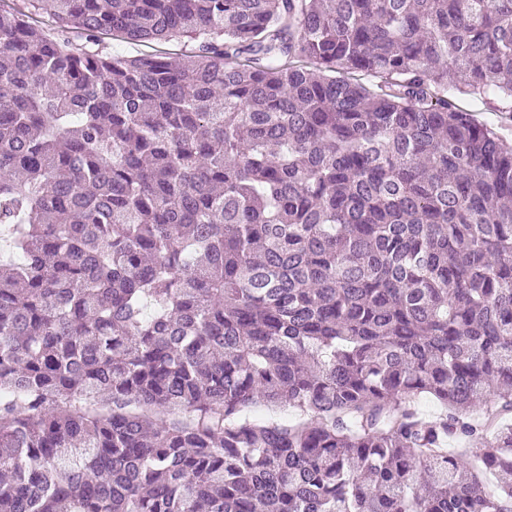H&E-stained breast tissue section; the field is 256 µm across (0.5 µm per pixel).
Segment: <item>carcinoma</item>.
Here are the masks:
<instances>
[{
    "label": "carcinoma",
    "instance_id": "carcinoma-1",
    "mask_svg": "<svg viewBox=\"0 0 512 512\" xmlns=\"http://www.w3.org/2000/svg\"><path fill=\"white\" fill-rule=\"evenodd\" d=\"M30 6L84 44L0 9V512H512V0ZM195 42L187 38H176L170 41L161 42L149 46L127 42L119 37L105 38L99 46L100 50L125 57H133L153 52L154 50H165L171 53H186L194 49ZM459 103L461 107L470 112L475 121L493 127L496 131L505 136L509 143L512 142V123H507L506 126H500L499 119L494 114L495 112L486 110L488 109L487 105H485L479 97L461 95L459 96Z\"/></svg>",
    "mask_w": 512,
    "mask_h": 512
}]
</instances>
